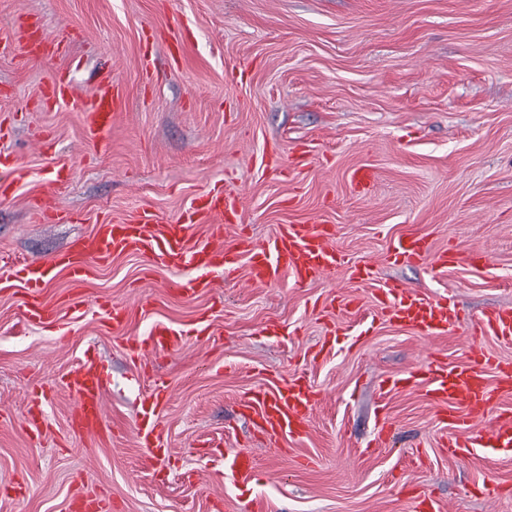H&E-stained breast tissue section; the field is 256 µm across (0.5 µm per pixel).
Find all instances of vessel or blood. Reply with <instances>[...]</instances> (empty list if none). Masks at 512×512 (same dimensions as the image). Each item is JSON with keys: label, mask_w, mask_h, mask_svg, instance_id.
<instances>
[{"label": "vessel or blood", "mask_w": 512, "mask_h": 512, "mask_svg": "<svg viewBox=\"0 0 512 512\" xmlns=\"http://www.w3.org/2000/svg\"><path fill=\"white\" fill-rule=\"evenodd\" d=\"M19 43L24 57L39 58L41 54L67 55L65 39L46 33L37 21L21 22ZM42 95L57 105L79 104L87 138L100 151H108L112 128L125 109L122 90L108 72H101L94 93L79 98L66 72L52 75L42 86ZM26 175L17 156L0 152V199H10ZM241 209L236 197L224 193L201 195L174 222L164 221L156 212L146 209L130 221H108L96 224L94 230L78 237L63 251L54 253L42 263L25 259L15 261L14 278L27 288L25 320L41 328L55 326L58 311L44 301L39 291L62 270L74 280H81L93 264L105 266L114 256L141 255L152 264L170 269L192 266L194 277L176 278L169 286L180 296L192 297L211 292L212 276L223 272L234 277L240 261H247L248 275L253 283L272 285L282 277L304 284L315 278L348 266L354 279L368 285L375 308L383 321L436 339L466 330L473 343L465 359L455 365L428 356L407 378H390L386 391L398 388L424 387L427 398L440 406H448V439L444 446L450 457L468 459L512 447V417H493L492 412L501 395L512 392V362L501 360L481 346V338L494 336L512 341V310L491 309L473 324H465L452 298L428 296L420 289L394 282L380 283L374 262L349 263L333 241L334 225L317 219L281 225L263 245H255L247 236H239L235 244L224 242V229L239 223ZM197 224L206 228V238L191 242L190 229ZM389 262L427 265L432 269L447 267L476 268L487 263L484 249L452 247L435 250L424 236L411 233L395 238L386 253ZM132 359L142 351L175 352L185 344L184 333L172 324L154 322L148 336L127 341ZM67 387L78 397L75 429L93 439H105L110 432L105 406L104 374L91 358L80 361L67 376ZM168 390L153 386L142 402L132 432L139 445L147 448L149 463L168 455L159 427V418L167 400ZM316 404L315 395L300 380L288 386L267 388L241 400L240 407L251 420L255 431L266 436L277 447L304 438ZM255 469L254 458L245 452L226 456L224 475L232 481H246Z\"/></svg>", "instance_id": "obj_1"}]
</instances>
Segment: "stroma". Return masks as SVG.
Masks as SVG:
<instances>
[{"instance_id": "35a3bbf8", "label": "stroma", "mask_w": 512, "mask_h": 512, "mask_svg": "<svg viewBox=\"0 0 512 512\" xmlns=\"http://www.w3.org/2000/svg\"><path fill=\"white\" fill-rule=\"evenodd\" d=\"M26 15L70 35L68 57H23L15 32ZM183 33L176 64L170 51ZM105 63L128 106L99 153L78 106H47L40 91L67 67L90 96ZM0 121L27 170L0 201V276L15 257L46 259L104 217L148 208L176 220L217 186L242 202L227 240L244 231L260 245L279 225L319 218L335 225L334 245L351 261H375L381 281L452 297L475 319L512 307V0H0ZM302 146L304 166L260 165L268 150ZM64 163L73 179L52 185ZM358 165L375 173L369 193L349 185ZM45 195L76 222L40 221L32 200ZM408 233L438 251L489 250L490 262L435 271L386 261ZM172 277L146 258L115 257L84 283V315L64 312L58 330L25 325V288L0 287V512H68L78 496L107 497L110 512H248L255 498L266 512H413V491L445 512H512L511 449L448 456L447 410L419 388L377 408L386 378L431 353L461 361L468 337L424 340L392 327L342 270L270 286L243 270L193 299L172 293ZM101 296L129 309L122 334L94 308ZM144 296L153 300L145 313ZM347 297L361 300L364 318L341 306ZM157 320L188 331L185 347L134 364L126 337L147 336ZM200 320L211 335H193ZM334 327L344 336L332 339ZM88 356L106 376L103 441L71 432L77 397L61 384ZM295 377L319 399L308 435L283 451L253 435L239 402ZM155 379L170 387L160 418L169 457L145 470L132 425ZM41 383L53 390L34 435L24 413ZM384 422L392 432L378 447ZM240 451L256 467L236 485L224 457ZM488 474L506 488L494 502L480 493Z\"/></svg>"}]
</instances>
